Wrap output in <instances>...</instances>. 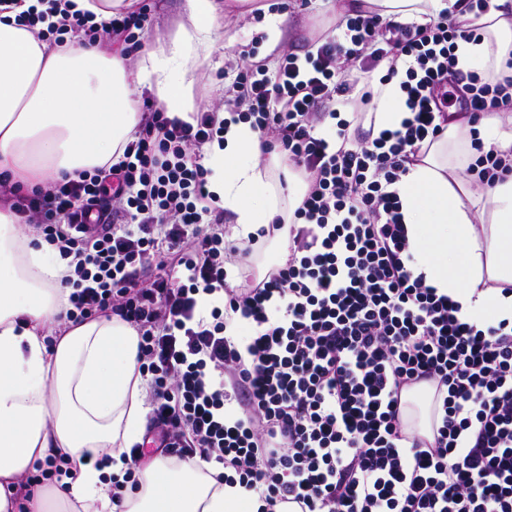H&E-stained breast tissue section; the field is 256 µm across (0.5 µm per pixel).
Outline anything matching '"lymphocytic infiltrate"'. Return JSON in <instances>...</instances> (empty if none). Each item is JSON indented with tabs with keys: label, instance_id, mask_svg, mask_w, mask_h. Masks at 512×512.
<instances>
[{
	"label": "lymphocytic infiltrate",
	"instance_id": "1",
	"mask_svg": "<svg viewBox=\"0 0 512 512\" xmlns=\"http://www.w3.org/2000/svg\"><path fill=\"white\" fill-rule=\"evenodd\" d=\"M45 2L52 35L138 47L148 31L144 9L101 25L70 0ZM479 39L445 13L390 32L363 5L275 70L245 67L231 118L197 112L188 123L147 103L118 162L26 195L0 191L67 262V320L117 316L139 337L156 433L130 449L113 505L154 447L221 465L217 481L258 497L260 512H512V320L478 327L414 275L397 187L445 135L457 41ZM383 63L387 78H404L399 128L357 141L342 119L335 139L322 136L324 100L374 101L348 67ZM467 77L470 124L512 103V76ZM234 122L306 186L288 259L260 278L248 272L258 235L225 240L202 163ZM232 258L245 273L235 287ZM235 318L247 335H228ZM423 383L434 390L429 440L401 420L403 393Z\"/></svg>",
	"mask_w": 512,
	"mask_h": 512
}]
</instances>
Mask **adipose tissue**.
Instances as JSON below:
<instances>
[{
    "label": "adipose tissue",
    "instance_id": "obj_1",
    "mask_svg": "<svg viewBox=\"0 0 512 512\" xmlns=\"http://www.w3.org/2000/svg\"><path fill=\"white\" fill-rule=\"evenodd\" d=\"M18 0L0 13V180L24 189L118 159L138 122L133 88L149 82L169 116L189 120L192 72L207 54L217 21V0H186L168 41L128 66L122 49L105 51L72 41L55 48L38 29L17 26ZM384 17L426 23L447 11L469 21L459 0H378ZM478 42H459L458 65L492 76L512 74V0H491L479 20ZM373 132L398 128L405 95L398 81L375 87ZM470 127L451 113L445 137L408 165L398 184L413 255L414 273L440 293L462 302L464 314L484 323L512 319V173L482 193V211L462 201ZM223 165L211 192L222 201L242 237L275 220L290 222L304 187L292 179L275 191L271 169L279 157H263L246 123L232 125L212 156ZM70 270L45 247L31 246L15 214L0 206V512H16L9 488L52 456H65V487L33 490L27 512H112L109 478L123 475L122 454L139 442L147 423L144 380L138 369L135 330L119 317L65 321ZM62 318V330L47 327ZM109 450L111 463L92 459ZM213 463L154 459L121 512H258V500L218 483Z\"/></svg>",
    "mask_w": 512,
    "mask_h": 512
}]
</instances>
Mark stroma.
<instances>
[{"instance_id": "stroma-1", "label": "stroma", "mask_w": 512, "mask_h": 512, "mask_svg": "<svg viewBox=\"0 0 512 512\" xmlns=\"http://www.w3.org/2000/svg\"><path fill=\"white\" fill-rule=\"evenodd\" d=\"M149 28L146 45L167 38L176 29L185 0H146ZM221 15L206 57L197 62L193 79L196 111L234 107L232 86L246 65L259 62L275 69L284 54L303 53L316 32L318 19H336L332 0H258L256 7L219 0Z\"/></svg>"}]
</instances>
